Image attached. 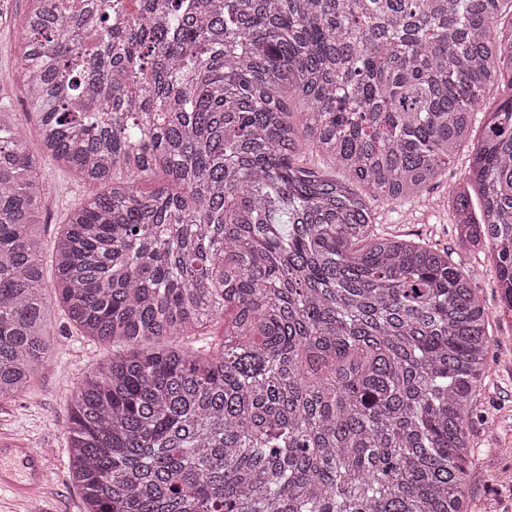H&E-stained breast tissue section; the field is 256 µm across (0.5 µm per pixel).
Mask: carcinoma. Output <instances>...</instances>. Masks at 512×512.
I'll return each mask as SVG.
<instances>
[{
    "label": "carcinoma",
    "mask_w": 512,
    "mask_h": 512,
    "mask_svg": "<svg viewBox=\"0 0 512 512\" xmlns=\"http://www.w3.org/2000/svg\"><path fill=\"white\" fill-rule=\"evenodd\" d=\"M26 2L38 147L0 82V403L58 352L44 156L88 187L52 241L55 301L122 346L71 402L85 512H468L489 312L447 252L372 214L512 90V0ZM468 183L459 239L512 313V94Z\"/></svg>",
    "instance_id": "obj_1"
}]
</instances>
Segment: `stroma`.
<instances>
[{"instance_id": "35a3bbf8", "label": "stroma", "mask_w": 512, "mask_h": 512, "mask_svg": "<svg viewBox=\"0 0 512 512\" xmlns=\"http://www.w3.org/2000/svg\"><path fill=\"white\" fill-rule=\"evenodd\" d=\"M22 46L21 24L0 27V78L15 84L13 110L25 120L34 140L37 125L28 117L33 106L19 85ZM472 155V144L462 145L447 170L405 203L375 202V224L378 235H401L447 251L461 270L474 275L472 285L491 314L492 338L470 424L474 455L468 471V512H512V486L502 480L505 472L512 471V314L501 308L489 254L461 244L451 207L453 191L470 176ZM40 175L46 193L42 238L47 241L80 204L84 186L74 173L48 160L42 161ZM50 330L61 346L60 353L29 390L15 401L0 403V432L46 453L47 478L39 502L44 512H83L80 491L67 468L69 408L77 386L112 350L81 335L57 307L52 310Z\"/></svg>"}]
</instances>
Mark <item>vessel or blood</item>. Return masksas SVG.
<instances>
[{
    "label": "vessel or blood",
    "mask_w": 512,
    "mask_h": 512,
    "mask_svg": "<svg viewBox=\"0 0 512 512\" xmlns=\"http://www.w3.org/2000/svg\"><path fill=\"white\" fill-rule=\"evenodd\" d=\"M45 477L40 451L15 438L0 437V487L25 501L41 497Z\"/></svg>",
    "instance_id": "1"
}]
</instances>
